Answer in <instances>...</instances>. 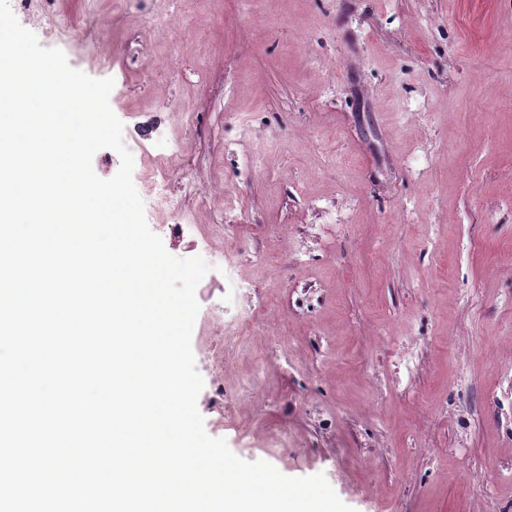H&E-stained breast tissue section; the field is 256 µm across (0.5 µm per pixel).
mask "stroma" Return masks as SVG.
<instances>
[{"instance_id":"stroma-1","label":"stroma","mask_w":512,"mask_h":512,"mask_svg":"<svg viewBox=\"0 0 512 512\" xmlns=\"http://www.w3.org/2000/svg\"><path fill=\"white\" fill-rule=\"evenodd\" d=\"M51 4L112 56L102 71L59 44L113 79L134 185L157 176V137L198 183L188 222L160 208L150 229L176 257L233 251L265 305L267 336L231 337L223 271L196 288L207 434L324 474L354 512H512V0ZM228 194L244 211L224 240Z\"/></svg>"}]
</instances>
